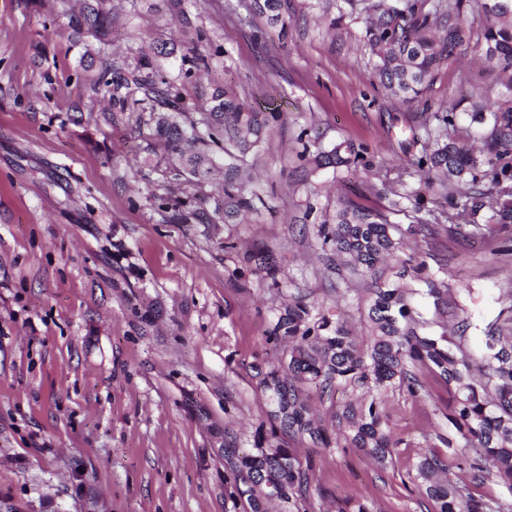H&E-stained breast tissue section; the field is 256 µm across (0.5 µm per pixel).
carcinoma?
Instances as JSON below:
<instances>
[{
    "instance_id": "cac0c4a2",
    "label": "carcinoma",
    "mask_w": 512,
    "mask_h": 512,
    "mask_svg": "<svg viewBox=\"0 0 512 512\" xmlns=\"http://www.w3.org/2000/svg\"><path fill=\"white\" fill-rule=\"evenodd\" d=\"M106 0H84L88 33L99 41L100 66L87 76L93 90L112 98L114 112H148L158 136L176 155L173 180L202 182L212 169L224 171V183L215 213L231 224L250 212L258 195L250 192L240 165L255 148L272 112H258L231 88H217L200 118L190 117L180 86L207 67L204 50L213 44L210 32H197L198 45L189 64L176 77L169 76L162 60L177 55L173 42L157 41L151 53L136 59L112 57L109 53ZM254 15L286 36L284 11L287 0H252ZM366 37L371 53L379 61L386 89L405 100L421 95L440 64L457 50L473 48L485 62L508 74L506 100L471 105V122L481 128V147L471 150L456 137V108H439L432 118L448 131L424 152L416 167L424 183L439 186L450 211L448 232L468 238L481 231L477 216L490 211L489 222L512 223V0H478L468 10L466 0H439L435 11L425 12L417 0H405L400 8L394 0H371L366 10ZM480 34L471 42L474 27ZM364 147L339 144L314 156L316 167L357 165ZM158 206L171 211L170 221L210 223L207 213L187 211L169 198L158 197ZM394 225L380 211L344 202L332 221L318 226L323 251L344 259L361 276H370L376 266L399 248ZM244 262L271 288L281 286V268L273 252L255 244L245 250ZM417 310L410 306L402 286H377L368 311L372 336L367 348L360 347L342 327L318 316L315 305L302 299L288 303L277 315L266 335L276 350L288 345V356L278 364L263 361L255 366L257 384L266 396L269 425H260L249 450L235 439L224 440V479L238 498L246 499L250 512H266L269 501L283 505V512H301L300 504L310 489L309 474L296 450L280 443L279 435L307 439L315 445L330 443L309 404L307 391L325 393L337 385L360 383L380 393L398 387L415 395L421 388L418 370L428 369L448 385V426L464 441L453 455L473 472L492 469L512 490V335L498 321L490 322L476 352L462 348L471 327L469 314L457 321L458 335L418 334ZM338 423L353 432L351 443L379 462L393 454L398 442L387 430L385 407L380 397L349 403ZM447 464L434 454H422L416 465L418 487L437 505V512H504L496 499L486 498L464 484L443 477Z\"/></svg>"
}]
</instances>
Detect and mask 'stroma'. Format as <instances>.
Segmentation results:
<instances>
[{
    "label": "stroma",
    "mask_w": 512,
    "mask_h": 512,
    "mask_svg": "<svg viewBox=\"0 0 512 512\" xmlns=\"http://www.w3.org/2000/svg\"><path fill=\"white\" fill-rule=\"evenodd\" d=\"M369 0H288L287 37L254 21L251 0H109L112 48L135 56L160 39L190 47L195 28L218 46L182 89L206 108L230 84L260 112L278 113L247 157L257 211L236 224H174L170 195L213 212L222 171L201 183L171 179V159L134 112H116L83 79L73 27L79 0H0V501L16 512H246L224 481V439L253 443L267 419L254 366L277 361L265 336L281 307L302 298L367 345L375 282L402 280L424 318L434 306L402 267L426 261L449 306L466 309L463 344L512 301L506 237L490 225L474 242L447 224L416 159L442 131L440 107L504 91L497 66L472 50L441 63L419 100L382 86L366 46ZM366 147V168L316 169L303 146ZM351 200L385 212L401 245L375 280L327 266L317 226ZM234 241L236 251L224 249ZM262 243L282 269L266 287L241 262ZM423 389L381 398L399 445L379 463L345 441L317 447L284 437L311 476L306 512L362 498L374 512H434L413 466L429 452L451 463L447 386L420 370ZM340 385L309 402L328 432L344 405L370 397Z\"/></svg>",
    "instance_id": "35a3bbf8"
}]
</instances>
